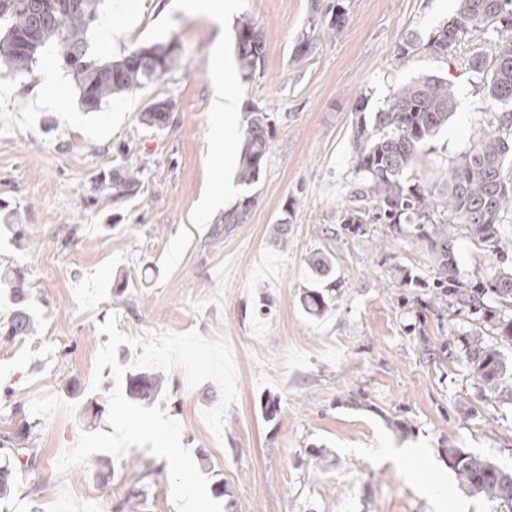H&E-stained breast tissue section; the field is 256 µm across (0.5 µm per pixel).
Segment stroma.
Returning a JSON list of instances; mask_svg holds the SVG:
<instances>
[{
  "label": "stroma",
  "mask_w": 512,
  "mask_h": 512,
  "mask_svg": "<svg viewBox=\"0 0 512 512\" xmlns=\"http://www.w3.org/2000/svg\"><path fill=\"white\" fill-rule=\"evenodd\" d=\"M458 0H347L343 32L301 61L293 47L312 0H237L222 22L173 0H105L103 16L125 27L118 50L91 45L101 60L115 52L175 43L178 63L162 81L86 111L67 71L60 83L71 112L40 108V87L54 48L32 74H0V270H20L28 284L36 335L0 338V431L14 404L37 424L41 463L17 474L0 512H118L137 492L138 512H175L168 463L131 448L123 459L97 453L87 466L59 474L57 463L81 432H111L106 415L84 405L95 359L117 314L119 331L198 329L225 339L236 367L238 402L215 436L203 411L214 406L213 382L190 387L183 369L167 376L154 401L182 426V443L209 481H221L223 512H512L469 494L448 463L459 448L512 470V402L491 396L462 356L472 315L431 306L430 291L404 285V271L431 268L419 242L354 235L337 221L354 178L351 138L357 92L369 111L384 108L401 85L423 75L448 79L457 107L447 127L422 150L420 180L441 178L481 130L484 96L466 66L474 39L446 58L418 49L398 58L409 34L427 42ZM135 27H127L128 15ZM251 17L265 42L264 71L238 79L234 27ZM237 77L245 126L252 108H274L272 153L252 187L237 184L238 155L210 136L216 65ZM158 99L175 105L166 127L138 117ZM131 148L119 155L120 144ZM148 164L129 202L96 190L129 160ZM235 180L234 199L254 194L243 224H225L223 209L200 210ZM293 207L288 243L273 228ZM24 238H16L12 220ZM76 235H69L71 225ZM460 274L491 273L492 254L460 225L450 230ZM333 256L329 305L308 313L303 298L322 289L310 260ZM37 496H28L31 482Z\"/></svg>",
  "instance_id": "35a3bbf8"
}]
</instances>
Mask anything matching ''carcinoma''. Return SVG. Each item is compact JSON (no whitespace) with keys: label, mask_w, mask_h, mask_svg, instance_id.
<instances>
[{"label":"carcinoma","mask_w":512,"mask_h":512,"mask_svg":"<svg viewBox=\"0 0 512 512\" xmlns=\"http://www.w3.org/2000/svg\"><path fill=\"white\" fill-rule=\"evenodd\" d=\"M0 67L15 76L32 71L43 48L52 45L70 73L81 104L89 111L125 92L162 80L171 70L177 47L173 43L140 46L121 58L99 60L91 51L89 31L99 19L101 0H42L51 21L34 27L28 0H0ZM348 21L346 0H313L308 25L293 48L301 60L315 46L333 39ZM33 37L31 51L18 50L16 38ZM488 45L471 54L468 65L488 101L486 129L470 141L448 165L438 182L426 185L415 177L422 163L421 148L448 124L456 96L448 80L425 75L397 89L385 108L366 116L367 95L355 98L357 116L352 136L351 165L356 180L350 183L338 223L354 234L369 233L367 226L383 224L393 237H409L427 246L433 279L428 287L435 298L465 308L478 327L464 338V358L492 395L512 400V362L505 361L484 332L512 341V240L505 225L512 224V0H459L454 16L433 35L426 49L435 56L456 51L465 35ZM234 49L242 78L261 70L264 41L255 22L242 16L235 26ZM153 102L138 122L159 129L170 115ZM277 115L269 108H253L246 122L239 155L238 180L250 187L258 182L276 135ZM147 162H131L112 172L108 185L112 202L132 200L143 185ZM256 197L246 195L224 213V223L247 221ZM461 224L497 262L486 278L464 281L454 256L448 225ZM18 308L0 327L9 339L34 331L24 279L1 274ZM164 386L160 373L130 378V392L146 398ZM13 428L0 435V449L8 463L0 466V489L14 481L18 471H32L40 460L23 406L13 407ZM449 464L458 483L469 493L489 501L512 503V473L488 458L450 448Z\"/></svg>","instance_id":"carcinoma-1"}]
</instances>
